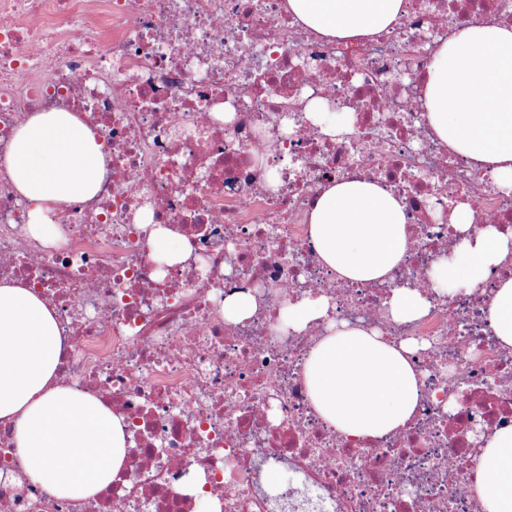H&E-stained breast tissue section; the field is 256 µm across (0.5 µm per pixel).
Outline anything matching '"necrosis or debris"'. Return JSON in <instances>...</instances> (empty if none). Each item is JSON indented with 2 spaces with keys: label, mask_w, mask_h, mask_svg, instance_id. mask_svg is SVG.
<instances>
[{
  "label": "necrosis or debris",
  "mask_w": 512,
  "mask_h": 512,
  "mask_svg": "<svg viewBox=\"0 0 512 512\" xmlns=\"http://www.w3.org/2000/svg\"><path fill=\"white\" fill-rule=\"evenodd\" d=\"M476 17L512 23V0H408L393 30L329 42L283 0H0V160L34 112L78 114L108 172L68 205L52 246L27 232L28 206L0 164V281H27L58 315L60 381L122 418L123 472L76 508L19 465L0 423V512H482L470 476L477 439L512 429V348L489 300L512 262L471 291L432 293L459 247L452 227L512 228V189L451 154L421 106L436 45ZM351 115L343 135L299 104ZM279 185L271 187L270 173ZM337 178L379 179L405 203L407 261L369 285L338 280L309 234L312 201ZM189 256L161 268L153 231ZM429 295L397 322L393 288ZM254 296L253 316L224 300ZM330 297L333 319L410 341L422 398L410 425L344 438L302 378L318 323L284 327L288 303ZM256 308L254 297L237 295L224 300V319L239 322L253 314Z\"/></svg>",
  "instance_id": "necrosis-or-debris-1"
}]
</instances>
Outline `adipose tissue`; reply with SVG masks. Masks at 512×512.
I'll use <instances>...</instances> for the list:
<instances>
[{
  "instance_id": "1",
  "label": "adipose tissue",
  "mask_w": 512,
  "mask_h": 512,
  "mask_svg": "<svg viewBox=\"0 0 512 512\" xmlns=\"http://www.w3.org/2000/svg\"><path fill=\"white\" fill-rule=\"evenodd\" d=\"M302 24L327 41L374 35L397 26L405 0H286ZM422 105L438 140L512 188V25L476 19L440 42L422 83ZM29 205L30 235L50 244L63 206L90 199L106 173L94 131L74 113L36 112L16 130L0 160ZM322 264L338 279L384 282L407 255L404 206L374 180L340 178L323 188L309 213ZM465 237L432 279L481 284L491 267L512 258V231L472 228L467 203L452 215ZM499 342L512 347V277L489 303ZM62 351L55 311L32 287L0 282V422L12 423L19 464L53 495L81 504L122 469L128 435L121 418L97 397L59 383ZM406 341L347 324L332 325L311 348L302 376L315 412L340 434L381 437L405 427L421 397ZM472 487L483 512H512V429L482 435Z\"/></svg>"
}]
</instances>
